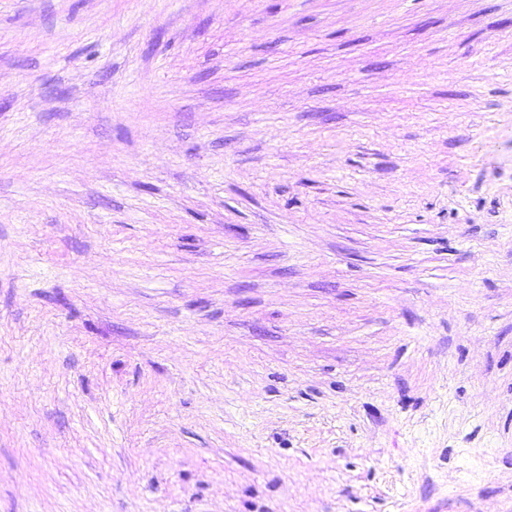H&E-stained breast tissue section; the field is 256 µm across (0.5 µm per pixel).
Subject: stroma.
Returning a JSON list of instances; mask_svg holds the SVG:
<instances>
[{
  "label": "stroma",
  "mask_w": 512,
  "mask_h": 512,
  "mask_svg": "<svg viewBox=\"0 0 512 512\" xmlns=\"http://www.w3.org/2000/svg\"><path fill=\"white\" fill-rule=\"evenodd\" d=\"M0 512H512V0H0Z\"/></svg>",
  "instance_id": "stroma-1"
}]
</instances>
